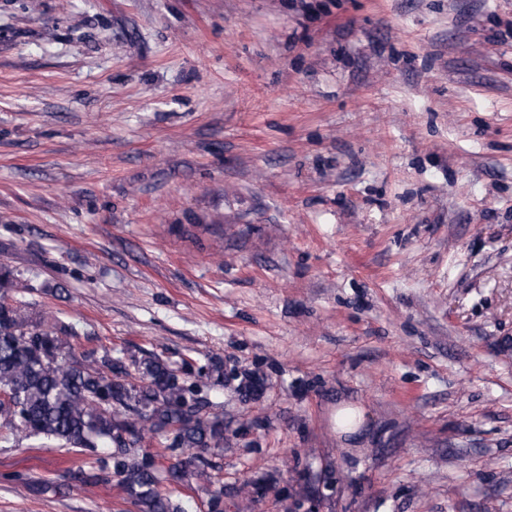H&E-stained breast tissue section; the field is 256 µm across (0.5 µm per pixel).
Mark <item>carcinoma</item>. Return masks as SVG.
Instances as JSON below:
<instances>
[{"instance_id":"1","label":"carcinoma","mask_w":512,"mask_h":512,"mask_svg":"<svg viewBox=\"0 0 512 512\" xmlns=\"http://www.w3.org/2000/svg\"><path fill=\"white\" fill-rule=\"evenodd\" d=\"M29 284L0 268V440L77 448L85 466L70 480L113 485L137 512H186L165 490L186 485L205 494L207 512H224L217 458L224 451V412L210 398L224 385V361L188 358L174 365L156 354L115 356L106 347L75 350L72 324L34 319L18 295ZM265 377L243 376L237 393L256 399ZM158 448H141L144 439ZM16 480L43 492L52 483L31 475Z\"/></svg>"}]
</instances>
